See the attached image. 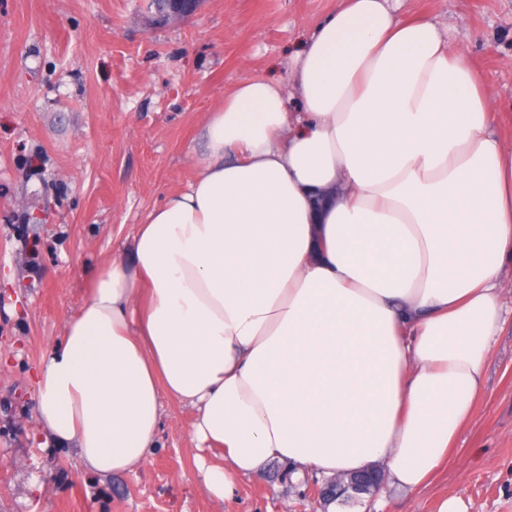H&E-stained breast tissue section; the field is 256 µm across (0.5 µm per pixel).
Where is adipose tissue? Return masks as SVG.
<instances>
[{
    "label": "adipose tissue",
    "instance_id": "1",
    "mask_svg": "<svg viewBox=\"0 0 512 512\" xmlns=\"http://www.w3.org/2000/svg\"><path fill=\"white\" fill-rule=\"evenodd\" d=\"M302 104L289 114L285 102ZM469 52L388 0H337L291 86L253 78L196 175L106 263L36 368L48 442L123 473L162 398L224 452L221 500L272 461L380 463L417 490L474 413L512 256V148Z\"/></svg>",
    "mask_w": 512,
    "mask_h": 512
}]
</instances>
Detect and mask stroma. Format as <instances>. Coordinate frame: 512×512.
<instances>
[{
    "label": "stroma",
    "mask_w": 512,
    "mask_h": 512,
    "mask_svg": "<svg viewBox=\"0 0 512 512\" xmlns=\"http://www.w3.org/2000/svg\"><path fill=\"white\" fill-rule=\"evenodd\" d=\"M336 0H201L174 26L143 0H0V512H316V471L274 461L233 500L205 488L195 413L164 401L157 444L131 471L102 476L46 443L34 372L121 256L145 215L197 171L202 126L239 82L290 79L315 22ZM466 47L498 94L512 145V0H396ZM484 363L473 418L429 485L386 481L332 512H512V290Z\"/></svg>",
    "instance_id": "obj_1"
}]
</instances>
